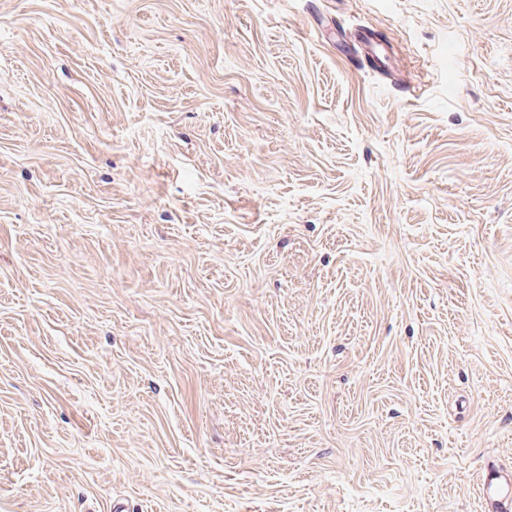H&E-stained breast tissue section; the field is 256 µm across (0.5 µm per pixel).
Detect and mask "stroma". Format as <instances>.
Returning <instances> with one entry per match:
<instances>
[{"instance_id":"1","label":"stroma","mask_w":512,"mask_h":512,"mask_svg":"<svg viewBox=\"0 0 512 512\" xmlns=\"http://www.w3.org/2000/svg\"><path fill=\"white\" fill-rule=\"evenodd\" d=\"M491 462L512 0H0V512H483Z\"/></svg>"}]
</instances>
